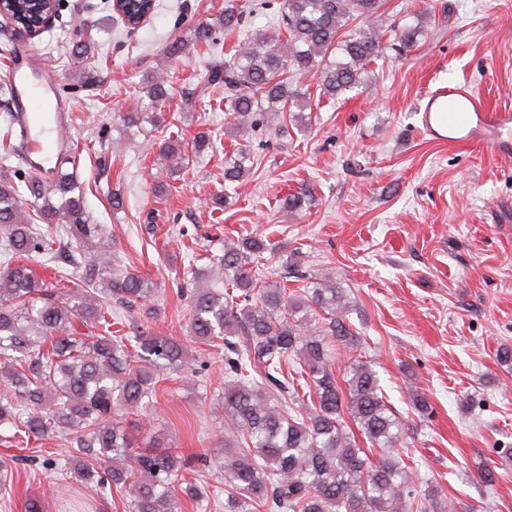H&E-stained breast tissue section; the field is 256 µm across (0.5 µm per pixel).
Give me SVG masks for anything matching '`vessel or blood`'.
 Instances as JSON below:
<instances>
[{
  "mask_svg": "<svg viewBox=\"0 0 512 512\" xmlns=\"http://www.w3.org/2000/svg\"><path fill=\"white\" fill-rule=\"evenodd\" d=\"M42 59L36 55L9 63L6 77L13 86L16 101V135L28 153L34 154L46 174L60 170L70 154L62 133L71 111L45 77ZM423 131L438 137L439 127L458 132L460 140L471 141L494 135L512 123V112H490L480 95L468 85L440 87L427 92L419 106Z\"/></svg>",
  "mask_w": 512,
  "mask_h": 512,
  "instance_id": "b4317fda",
  "label": "vessel or blood"
}]
</instances>
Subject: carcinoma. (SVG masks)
<instances>
[{"label": "carcinoma", "instance_id": "1", "mask_svg": "<svg viewBox=\"0 0 512 512\" xmlns=\"http://www.w3.org/2000/svg\"><path fill=\"white\" fill-rule=\"evenodd\" d=\"M384 0H282V31L259 30L208 69L207 83L224 88V105L238 132L281 129L284 113L311 99L299 79L312 75L320 93L337 98L361 83L387 49L380 18ZM268 7L255 2L224 7V31ZM360 22L359 28L351 26ZM213 29L200 23L192 42L211 46ZM174 90V74L147 79L148 102L123 115L128 128L167 121L162 108ZM12 89L0 85V165L25 168L15 182L0 171V443L62 437L71 444L70 473L101 493L129 490L128 512H178L179 496L200 498L185 476L183 455L159 439L142 448L124 425L126 415L156 409L161 374L188 364L187 345L147 327L124 334L121 311L149 301L143 276L112 265V234L90 221L82 187L62 172L51 189L13 142ZM211 146L206 131L168 141L159 155L181 170L190 155ZM250 155L234 149L224 181L251 170ZM43 199L23 207L24 192ZM69 252L77 276L50 281L30 263ZM275 244L262 235L224 239L219 262L231 289L199 286L203 274L189 268L179 291L190 300L191 340L224 349V422L239 437L224 448V512H476L431 491L414 496L417 467L393 452L405 426L368 361L348 358L335 370V351L365 342L348 319L350 297L329 280L293 290L260 284L254 266ZM100 329L89 340L75 320ZM363 436L377 454L361 447Z\"/></svg>", "mask_w": 512, "mask_h": 512}]
</instances>
